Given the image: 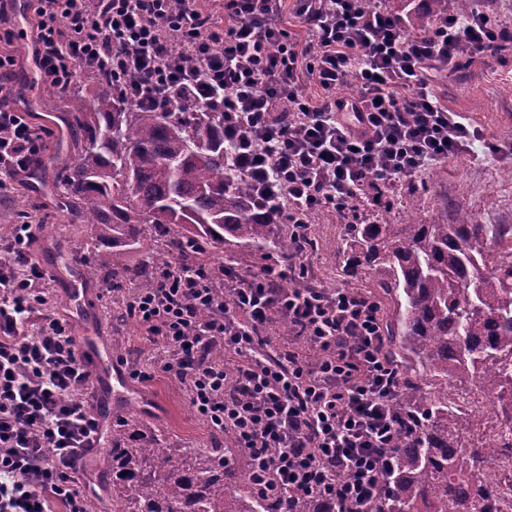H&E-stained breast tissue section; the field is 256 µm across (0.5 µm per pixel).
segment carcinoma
Segmentation results:
<instances>
[{"mask_svg":"<svg viewBox=\"0 0 512 512\" xmlns=\"http://www.w3.org/2000/svg\"><path fill=\"white\" fill-rule=\"evenodd\" d=\"M93 100L64 87L65 127L79 136L69 155L36 161L29 175L55 194L71 224L91 225L99 250L87 282L125 276L155 286L156 264H126L128 251L163 234L171 255L193 259L199 241L286 254L278 211L256 201L230 166L224 91L204 103L183 88L160 103L134 104L121 81L93 77ZM345 270L371 281L370 294L396 304L382 320L384 354L413 361L398 394L404 421L379 497L367 512H496L485 471L492 455L478 416L448 406V391L478 386L512 434V224L468 215L435 224H386L380 216L345 225ZM109 476L112 512H336L347 505L318 493H258L253 469L239 474L219 448H172L128 423L112 426L97 456Z\"/></svg>","mask_w":512,"mask_h":512,"instance_id":"carcinoma-1","label":"carcinoma"}]
</instances>
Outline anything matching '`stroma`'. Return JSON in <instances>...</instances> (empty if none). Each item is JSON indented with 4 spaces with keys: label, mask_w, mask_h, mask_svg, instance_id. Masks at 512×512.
Masks as SVG:
<instances>
[{
    "label": "stroma",
    "mask_w": 512,
    "mask_h": 512,
    "mask_svg": "<svg viewBox=\"0 0 512 512\" xmlns=\"http://www.w3.org/2000/svg\"><path fill=\"white\" fill-rule=\"evenodd\" d=\"M31 27L28 15L18 18L10 14L0 22V50L18 61L0 95L6 96L9 106L27 113L31 124L42 133L43 150L51 153L58 141L50 115L59 111L61 104L53 87L42 82L32 59L31 43L24 37ZM436 91L445 107L461 113L482 131L483 140L474 154L460 155L413 177V184L419 188L418 221L428 224L439 220L446 208L466 210L484 224L505 220L512 216V181L501 174L500 148L512 143V48L470 64L465 72L437 84ZM20 213L25 214L34 231L29 248L32 257H39L44 249L43 237L50 233L55 239L53 256L59 270L81 267L90 261L95 245L89 226L67 223L58 200L33 196L23 176L0 171V222L13 221ZM309 235L313 241L306 260L309 280L323 288H356V281L347 277L341 262L344 226L337 222L335 212L325 209L313 213ZM267 261L261 251L232 241L211 248L204 259L206 266L225 263L244 276L257 273ZM106 286L103 280L93 284V318L74 332L79 349H86L90 337L104 335L113 358L132 366L152 363L157 345L134 319L123 318L124 302L106 294ZM140 386L156 399L158 413L144 415L129 400L118 411V418L130 420L174 448L223 447V437L215 435L191 408L186 386L180 380L157 371Z\"/></svg>",
    "instance_id": "1"
}]
</instances>
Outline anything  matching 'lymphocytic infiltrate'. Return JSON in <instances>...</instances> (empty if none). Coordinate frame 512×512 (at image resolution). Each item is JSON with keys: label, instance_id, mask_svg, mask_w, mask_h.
Returning <instances> with one entry per match:
<instances>
[{"label": "lymphocytic infiltrate", "instance_id": "1", "mask_svg": "<svg viewBox=\"0 0 512 512\" xmlns=\"http://www.w3.org/2000/svg\"><path fill=\"white\" fill-rule=\"evenodd\" d=\"M284 2L224 0L220 25L193 0L176 13L171 0H34L37 63L54 87L79 69L123 71L137 102L151 87L224 89L232 168L259 198L286 201L298 246L288 263L247 277L161 264L155 288L127 311L160 346L159 370L186 385L214 432L235 435L259 475L366 512L393 451L400 374L383 354L374 303L305 284L304 218L376 212L401 179L473 153L479 129L441 104L435 81L460 53L497 55L512 23L492 22L485 0L426 33L384 0H294L309 33L301 45L278 22ZM351 82L356 94L342 95ZM40 139L24 113L0 108L1 169L20 174ZM31 239L27 224L0 238V512H88L84 464L101 434L92 373ZM275 315L317 362L270 347L261 330ZM214 343L236 357L234 372L210 360Z\"/></svg>", "mask_w": 512, "mask_h": 512}]
</instances>
